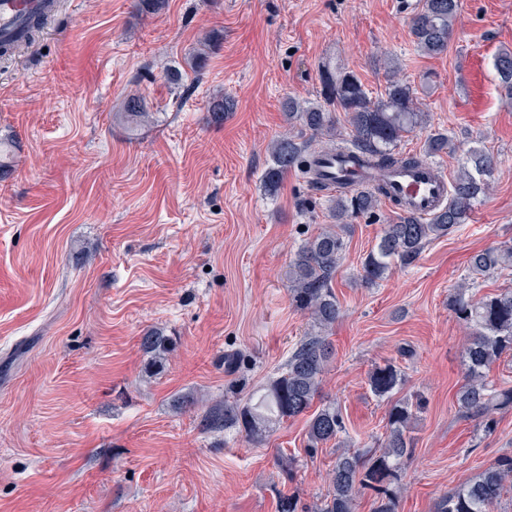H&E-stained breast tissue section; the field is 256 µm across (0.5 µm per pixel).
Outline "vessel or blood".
Segmentation results:
<instances>
[{
	"mask_svg": "<svg viewBox=\"0 0 512 512\" xmlns=\"http://www.w3.org/2000/svg\"><path fill=\"white\" fill-rule=\"evenodd\" d=\"M44 0H0V38L9 39L21 31L23 18L42 10ZM389 199L402 200L411 214L427 217L448 200V177L436 164L415 168L394 166L388 177Z\"/></svg>",
	"mask_w": 512,
	"mask_h": 512,
	"instance_id": "b4317fda",
	"label": "vessel or blood"
}]
</instances>
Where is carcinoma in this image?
<instances>
[{
	"instance_id": "cac0c4a2",
	"label": "carcinoma",
	"mask_w": 512,
	"mask_h": 512,
	"mask_svg": "<svg viewBox=\"0 0 512 512\" xmlns=\"http://www.w3.org/2000/svg\"><path fill=\"white\" fill-rule=\"evenodd\" d=\"M459 9L458 0H423L410 22L417 49L428 56L444 53L453 32ZM494 67L504 89L512 92V52L500 53ZM388 80L384 94L370 96L360 76L347 70H322L320 101L301 102L287 97L283 108L288 123L296 124L313 136L327 142L312 155L327 152H353L358 162L372 173L365 188L349 182L341 183L330 199L334 225L307 238L297 249L288 266V294L295 306L307 312L314 331L297 343L282 372L264 389L257 402L252 398L225 399L211 406L203 419V427L211 431H233L253 442L267 437L273 424L309 415L305 453L312 457L327 444L345 442L349 447L336 454L329 470L326 493L311 506L294 495L280 497L277 512H355L356 498L364 489L377 494L374 512H396L390 486L400 479L402 469L412 454L411 423L424 409L422 398H402L391 403L380 446L365 448L348 439L344 417L336 402L315 405L323 378L334 355L327 331L341 315L333 281L345 258V237L352 231V219L374 212L383 201L385 188L382 174L396 164L415 165L424 157L394 153L403 134L422 126L425 114L420 112L413 87L395 76ZM231 102L224 95L212 97L208 103L211 121L224 122V112ZM343 112L351 127V139L337 135L333 112ZM125 115L132 123L150 121L143 100L130 97ZM448 134L440 130L426 139L425 157L448 152ZM305 145L285 134L271 146V164L263 177L265 191L274 194L288 171L303 165ZM496 161L481 148L464 152V157L451 183L448 203L431 217L397 213L384 229L378 243L361 263V281L375 285L396 268L415 266L426 245L447 236L466 223L474 203L490 190L489 177ZM512 270V240L489 247L470 258L473 277L490 276ZM474 283L463 279L450 297V307L466 329L462 353L466 383L457 395L461 415L490 432L496 425L494 413L512 408V387L500 388L488 380L487 371L502 355L512 353V288L474 300ZM168 339L156 330L141 336L142 350L156 358L167 349ZM404 374L393 361L374 365L368 373L370 391L379 398H389L398 391ZM512 491V455L498 458L470 481L443 496L439 512H498L503 494Z\"/></svg>"
}]
</instances>
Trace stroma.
I'll return each mask as SVG.
<instances>
[{
	"label": "stroma",
	"mask_w": 512,
	"mask_h": 512,
	"mask_svg": "<svg viewBox=\"0 0 512 512\" xmlns=\"http://www.w3.org/2000/svg\"><path fill=\"white\" fill-rule=\"evenodd\" d=\"M459 2L447 52L428 56L410 31L420 0H168L156 13L59 0L35 41L0 59V512H277L282 495L325 492L337 448L306 457V417L259 443L200 424L230 390L265 387L311 329L288 264L331 224L329 196L297 168L273 195L262 177L288 128L285 97L318 99L324 66L377 95L398 60L427 119L398 152L423 154L439 129L447 176L469 147L497 166L466 224L373 286L360 263L397 211L355 219L323 393L370 448L389 407L369 390L373 365L396 362L399 397L423 398L398 512H438L512 455V410L490 433L459 411L464 336L448 306L469 257L512 239V100L493 67L512 51V0ZM217 94L235 103L220 125L207 110ZM134 95L148 126L124 116ZM150 329L170 339L157 368L140 347ZM182 395L194 405L176 408Z\"/></svg>",
	"instance_id": "obj_1"
}]
</instances>
